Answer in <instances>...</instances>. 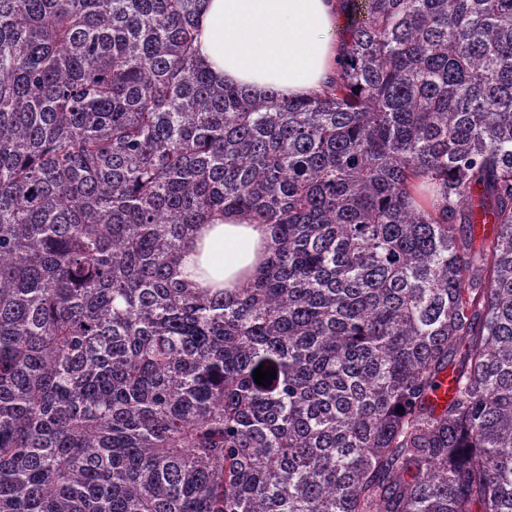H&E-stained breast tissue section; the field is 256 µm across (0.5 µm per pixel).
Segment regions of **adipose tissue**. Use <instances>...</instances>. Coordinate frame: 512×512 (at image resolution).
<instances>
[{
    "label": "adipose tissue",
    "mask_w": 512,
    "mask_h": 512,
    "mask_svg": "<svg viewBox=\"0 0 512 512\" xmlns=\"http://www.w3.org/2000/svg\"><path fill=\"white\" fill-rule=\"evenodd\" d=\"M338 0H204L199 59L225 84L256 97L318 91L341 58ZM266 225L236 213L207 218L182 260L184 277L202 288H245L270 255Z\"/></svg>",
    "instance_id": "1"
}]
</instances>
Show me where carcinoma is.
<instances>
[{
    "label": "carcinoma",
    "mask_w": 512,
    "mask_h": 512,
    "mask_svg": "<svg viewBox=\"0 0 512 512\" xmlns=\"http://www.w3.org/2000/svg\"><path fill=\"white\" fill-rule=\"evenodd\" d=\"M202 2L0 0V512H512V0H342L296 100ZM205 222L183 256V277L199 288H247L270 256L268 227L236 213Z\"/></svg>",
    "instance_id": "carcinoma-1"
}]
</instances>
